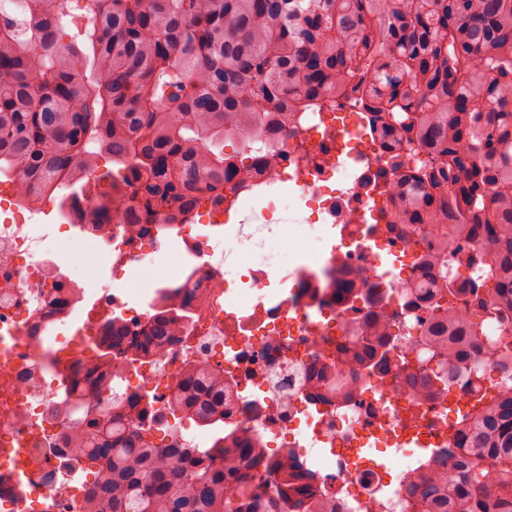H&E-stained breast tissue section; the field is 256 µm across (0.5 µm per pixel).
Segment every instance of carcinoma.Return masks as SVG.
Instances as JSON below:
<instances>
[{
	"instance_id": "carcinoma-1",
	"label": "carcinoma",
	"mask_w": 512,
	"mask_h": 512,
	"mask_svg": "<svg viewBox=\"0 0 512 512\" xmlns=\"http://www.w3.org/2000/svg\"><path fill=\"white\" fill-rule=\"evenodd\" d=\"M76 28L67 43L65 26ZM347 104L386 157L373 188L399 190L404 209L381 224H445L420 256L429 286L415 289L429 319L418 342L435 366L403 362L414 391L445 392L480 357L512 374V332L486 341L485 325H512V0H20L0 14V176L93 207L97 223L185 221L205 201L224 205V184L260 172L275 157L250 144L295 132L302 112ZM239 143L224 152V142ZM105 156L116 165L96 195L75 185ZM483 241L480 255L467 246ZM481 257L484 292L459 274ZM181 306L157 309L132 343L121 318L95 341L101 370L63 367L64 398L52 419L71 422L94 462L84 512H336L318 479L299 476L293 455L265 479L260 443L224 430L234 380L212 365L191 367L172 394L148 391L108 411L101 394L112 370L141 364L182 340ZM382 335L336 346L371 376L394 363ZM188 421L210 432L186 448ZM233 483L236 493L224 494ZM405 493L411 512H512V389L469 401L460 437L436 453Z\"/></svg>"
}]
</instances>
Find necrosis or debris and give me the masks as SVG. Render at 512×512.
Returning a JSON list of instances; mask_svg holds the SVG:
<instances>
[{
    "instance_id": "4bbe7bcc",
    "label": "necrosis or debris",
    "mask_w": 512,
    "mask_h": 512,
    "mask_svg": "<svg viewBox=\"0 0 512 512\" xmlns=\"http://www.w3.org/2000/svg\"><path fill=\"white\" fill-rule=\"evenodd\" d=\"M302 140L327 163L307 159L298 148ZM274 144L279 159L272 170L246 183H226L224 192L246 202L259 186L274 190L286 183L296 191L308 213L303 223L289 225L284 238L289 255L305 256L293 271L294 286L273 287L278 271L263 263L251 269L247 290L230 293L224 253L236 239L228 235L217 243L192 235L186 223L170 225L197 283L186 340L143 370L113 377L105 400L125 401L143 386L164 394L190 359L219 366L236 382L225 429L280 441L305 471L318 475L338 512H410L402 485L384 481L385 464L361 466L355 456L374 444L403 450L409 435L429 447H447L458 439L457 414L474 391L458 384L422 397L406 385L402 369L377 382L366 371L334 363L331 345L385 323L400 356L427 362L417 342L425 312L413 306L412 294L426 278L417 259L434 249L439 227L373 223L376 213L400 209L401 199L373 193L382 162L358 113H303L296 135L275 136ZM54 204L53 195L25 200L14 182L0 186V512H75L89 479L55 453L70 427L45 416V404L61 394L58 376L45 363L58 357L88 366L105 315L121 316L138 341L153 313L130 306L123 295H101L99 315L61 331L51 292L66 282L46 249L56 230L32 221ZM314 225L331 238L308 256L306 232ZM85 233L112 246L117 271L160 247L157 234L133 235L123 224L89 226ZM37 321L56 329V336H32ZM325 364L348 388L346 398L328 388L306 396L315 367Z\"/></svg>"
}]
</instances>
